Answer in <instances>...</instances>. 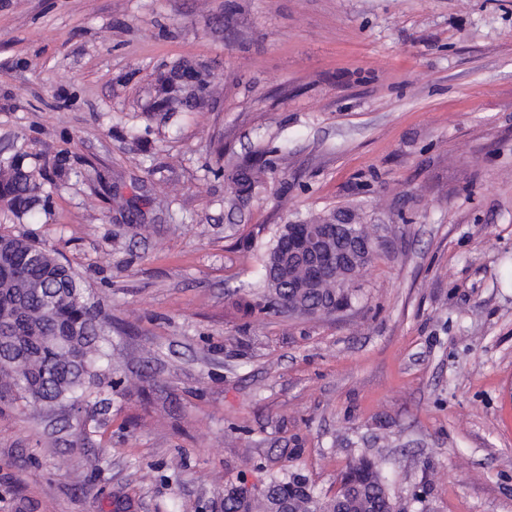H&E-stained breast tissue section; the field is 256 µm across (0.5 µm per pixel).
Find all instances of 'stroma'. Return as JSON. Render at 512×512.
Listing matches in <instances>:
<instances>
[{"label": "stroma", "instance_id": "35a3bbf8", "mask_svg": "<svg viewBox=\"0 0 512 512\" xmlns=\"http://www.w3.org/2000/svg\"><path fill=\"white\" fill-rule=\"evenodd\" d=\"M183 59L209 110L147 117ZM0 151L56 179L0 232L112 319L87 406L0 404V512H221L363 456L426 512H512V0H0ZM337 211L376 239L359 302L248 313L255 243ZM271 170L270 159L264 153H257L242 159L227 170L223 169L224 182L234 197L244 198L266 181Z\"/></svg>", "mask_w": 512, "mask_h": 512}]
</instances>
